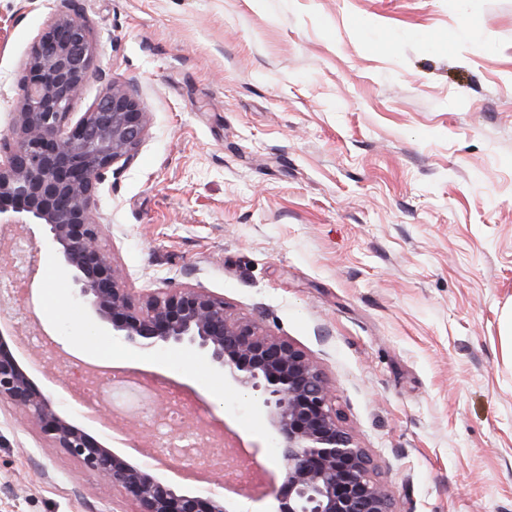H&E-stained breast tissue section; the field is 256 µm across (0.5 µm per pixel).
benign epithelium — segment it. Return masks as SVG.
Here are the masks:
<instances>
[{"mask_svg":"<svg viewBox=\"0 0 512 512\" xmlns=\"http://www.w3.org/2000/svg\"><path fill=\"white\" fill-rule=\"evenodd\" d=\"M93 45L75 0L33 42L19 83L11 133L0 134V223L39 224L45 244L72 275L74 294L95 326L136 348L199 351L241 392H257L284 448L278 512H395L373 461L340 424L334 388L316 361L286 339L232 317L224 298L203 288L142 296L102 246L94 218L100 186L127 166L143 140L148 113L125 84L108 83L76 121L71 104L89 76ZM7 405L51 448L117 490L137 512H231L224 493L178 492L158 481L151 461L131 464L58 409L0 341V407Z\"/></svg>","mask_w":512,"mask_h":512,"instance_id":"1","label":"benign epithelium"}]
</instances>
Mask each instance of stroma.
<instances>
[{"instance_id": "1", "label": "stroma", "mask_w": 512, "mask_h": 512, "mask_svg": "<svg viewBox=\"0 0 512 512\" xmlns=\"http://www.w3.org/2000/svg\"><path fill=\"white\" fill-rule=\"evenodd\" d=\"M95 44L75 115L107 81L149 126L96 215L133 294L221 296L319 365L343 426L397 512H512V0H77ZM58 0H0V133ZM40 305L0 333L30 378L138 463V397L68 385L94 343L138 371L215 394L213 414L281 472L262 405L185 348L93 327L36 224ZM50 333L44 353L29 335ZM111 485L0 409V512H135Z\"/></svg>"}]
</instances>
